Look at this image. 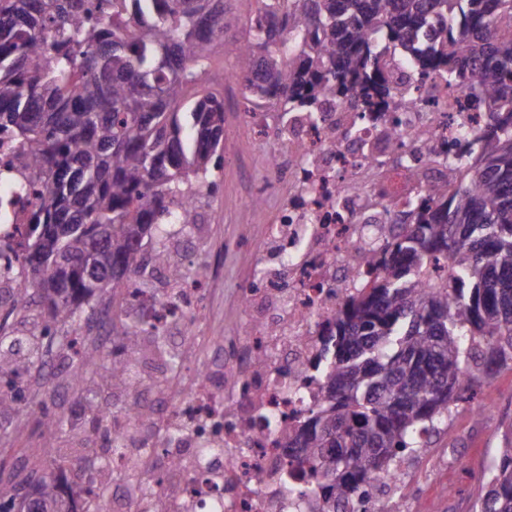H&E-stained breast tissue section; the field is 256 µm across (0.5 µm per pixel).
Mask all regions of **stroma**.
I'll list each match as a JSON object with an SVG mask.
<instances>
[{"instance_id":"35a3bbf8","label":"stroma","mask_w":512,"mask_h":512,"mask_svg":"<svg viewBox=\"0 0 512 512\" xmlns=\"http://www.w3.org/2000/svg\"><path fill=\"white\" fill-rule=\"evenodd\" d=\"M252 11L248 0H237L239 22L214 43L209 58L211 84L224 92V168L201 198L197 224L167 227L172 256L181 263L186 278L204 276L207 300L194 317L193 346L174 368H166L148 349L135 367L139 378L156 385L161 410L174 394L193 387L195 367H214L212 388L219 394L225 391V375L240 373V353L253 317L241 310L239 301L267 267L251 243L263 237L264 224L273 218L285 189L268 164L270 138L242 118L243 89L224 83L225 72L235 66ZM258 183L265 185L266 192L260 209L250 213L244 204L252 200ZM39 344L42 373L16 377L20 401L16 409L0 414V477L25 481L33 452L62 448L66 451L63 472L72 490L79 492L86 487L89 461L102 453L101 440L88 443L78 437L87 428L86 407L92 402L116 412L123 407L124 397L97 384L81 394L71 392L67 387L71 357L47 338H40ZM478 397L495 408L488 421L476 423L466 408H459L428 447L402 458L400 493L406 512H472L481 492L477 475L496 458L503 433L512 430V365L494 368L483 379ZM44 410L62 413L67 432L48 431L40 417Z\"/></svg>"}]
</instances>
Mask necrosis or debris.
Masks as SVG:
<instances>
[{"instance_id":"obj_1","label":"necrosis or debris","mask_w":512,"mask_h":512,"mask_svg":"<svg viewBox=\"0 0 512 512\" xmlns=\"http://www.w3.org/2000/svg\"><path fill=\"white\" fill-rule=\"evenodd\" d=\"M382 67L393 93L371 98L366 114L338 99L319 122L295 118L288 137L272 140L268 163L284 169L288 193L278 203L271 237L280 252L298 251L302 259L288 273V301L276 311L272 329L248 332L250 347L268 354L266 366L245 379L235 409L210 390L207 370H199L196 387L178 395L164 419L179 440L107 459L115 479L109 512H145L173 481L186 492L169 501L170 512H307L306 500L288 493V451L275 440L322 397L309 369L320 355L322 331L351 293L347 265L361 251L358 226L367 214H395L427 194L439 174L436 152L453 149L457 136L476 137L483 127L484 117L471 108L466 92L431 78L406 97L410 70L390 53ZM400 144L416 150L418 176L401 166H380ZM10 198L0 214V244L16 247L36 198L15 192ZM199 296L190 285L166 298L135 294L131 306L159 329L176 321L186 327ZM207 445L223 452L231 497L201 474L199 450ZM142 457L153 459L152 469L138 470Z\"/></svg>"}]
</instances>
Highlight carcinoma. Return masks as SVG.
I'll list each match as a JSON object with an SVG mask.
<instances>
[{
  "mask_svg": "<svg viewBox=\"0 0 512 512\" xmlns=\"http://www.w3.org/2000/svg\"><path fill=\"white\" fill-rule=\"evenodd\" d=\"M238 22L229 0H0V136L19 143L10 167L32 176L20 253L0 250V283L13 307L44 306L43 330L74 355L68 384L85 370L126 396L124 411L158 433L152 389L132 376L144 340L171 365L183 351L153 326L126 320L149 266L172 261L163 221L188 227L181 200L213 185L224 161V93L207 61ZM396 51L422 76L440 75L486 109L480 135L441 160L407 222L373 215L376 270L322 333L314 369L323 397L278 440L289 473L310 467L311 512H368L366 488L426 447L439 424L474 404L485 371L512 361V0H257L233 73L248 81L245 112L270 105L319 120L326 98L390 94L381 66ZM430 286L424 287L423 281ZM112 308L123 360L86 347L82 316ZM37 337L0 327V376L35 367ZM93 429L112 413L92 404ZM33 460L42 508L76 512L56 471ZM91 474L81 512L112 492L104 466ZM475 512H512V447L491 465Z\"/></svg>",
  "mask_w": 512,
  "mask_h": 512,
  "instance_id": "1",
  "label": "carcinoma"
}]
</instances>
